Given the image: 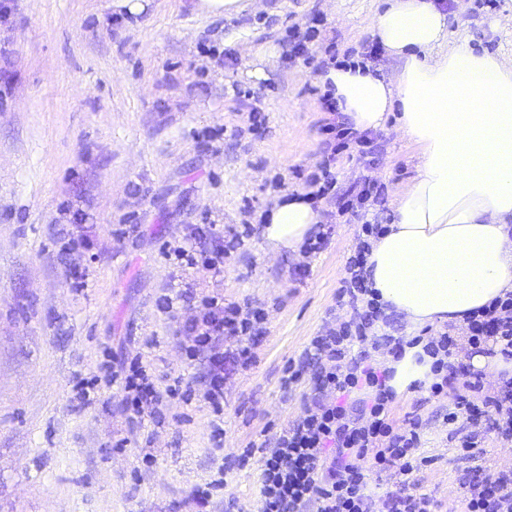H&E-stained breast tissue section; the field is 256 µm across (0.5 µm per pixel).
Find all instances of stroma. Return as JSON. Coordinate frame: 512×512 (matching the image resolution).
<instances>
[{
	"instance_id": "obj_1",
	"label": "stroma",
	"mask_w": 512,
	"mask_h": 512,
	"mask_svg": "<svg viewBox=\"0 0 512 512\" xmlns=\"http://www.w3.org/2000/svg\"><path fill=\"white\" fill-rule=\"evenodd\" d=\"M113 0H0V512H260L258 447L300 415L304 386L282 376L312 337L348 319L336 294L360 242L361 221L322 204L329 238L315 254L271 251L259 213L305 189L322 159L320 76L288 55L286 31L313 26L309 52L362 59L383 0H262L226 19L195 0H148L131 15ZM448 42L512 62V0H438ZM263 51L262 78L251 77ZM379 151L339 154L337 189L370 176L393 210L417 174L422 149L395 120L375 131ZM194 224L225 236L253 233L222 274L166 259ZM87 240L71 254L70 235ZM307 266L299 276V266ZM86 270L73 288L71 267ZM186 292L174 316L159 299ZM261 309L253 362L224 380V443L216 416L192 397L159 416L130 420L119 390L100 386L83 406L76 376L103 359H142L156 385L196 381L182 327L202 297ZM449 400L399 395L396 423H427L418 476L442 512H459V479L478 467H512V444L488 432L464 458L443 416ZM256 452L245 466L235 454ZM152 465L142 462L144 456ZM212 484L208 507L193 501Z\"/></svg>"
}]
</instances>
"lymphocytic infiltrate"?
Here are the masks:
<instances>
[{"label": "lymphocytic infiltrate", "instance_id": "obj_1", "mask_svg": "<svg viewBox=\"0 0 512 512\" xmlns=\"http://www.w3.org/2000/svg\"><path fill=\"white\" fill-rule=\"evenodd\" d=\"M386 230L380 220L363 222L361 247L350 259L337 294L338 303L351 309L349 320L313 337L288 364L283 385H305L303 411L266 453L260 512H437V501L415 490L426 463L419 454L425 425L417 416L394 425L397 393L389 384L393 370L372 362L374 351H387L399 360L406 349L421 347L431 360L433 381L417 380L413 386L426 389L433 400L451 398L454 409L448 412L447 423L482 419L498 438L512 442V377L501 378L497 389L489 392L485 373L457 359L459 352L473 351L512 360V292L467 316L461 340L446 331L412 338L380 333L388 317L366 282L364 266L372 240ZM243 244L242 235L228 238L216 225L196 224L173 253L186 266L220 273ZM263 320L262 310H245L212 296L201 300L185 324L184 332L191 338L186 357L203 360L202 398L216 414L224 412V365L250 364L252 339L261 334ZM228 336L239 339L231 351L224 348ZM356 346L361 352L355 356L351 350ZM107 383L123 392L125 410L137 419L157 414L164 399L183 395L176 384L158 388L136 360L110 371ZM371 471L400 475L397 490L375 498L368 490ZM461 486L463 512H512V467L480 480L467 478Z\"/></svg>", "mask_w": 512, "mask_h": 512}]
</instances>
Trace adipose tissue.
<instances>
[{
	"instance_id": "obj_1",
	"label": "adipose tissue",
	"mask_w": 512,
	"mask_h": 512,
	"mask_svg": "<svg viewBox=\"0 0 512 512\" xmlns=\"http://www.w3.org/2000/svg\"><path fill=\"white\" fill-rule=\"evenodd\" d=\"M373 36L399 59L396 79L332 68L324 81L359 131L385 126L420 144L418 173L368 258L370 286L414 326L459 324L512 291V65L449 45L433 0H385ZM273 249L298 250L321 215L310 197L262 214Z\"/></svg>"
}]
</instances>
